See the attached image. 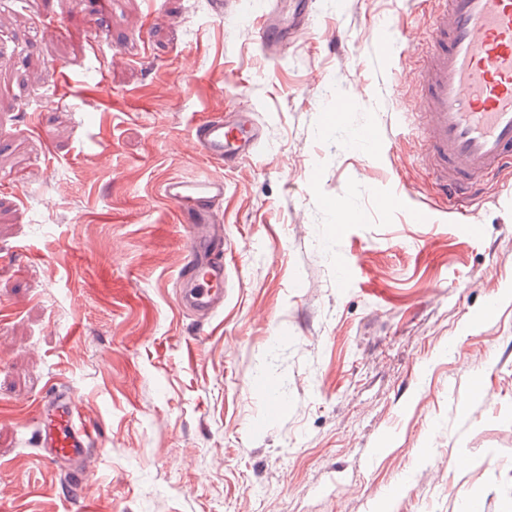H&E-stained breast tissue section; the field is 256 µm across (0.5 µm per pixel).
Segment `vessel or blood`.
<instances>
[{"mask_svg":"<svg viewBox=\"0 0 512 512\" xmlns=\"http://www.w3.org/2000/svg\"><path fill=\"white\" fill-rule=\"evenodd\" d=\"M426 21L432 48L415 70L412 114L420 120L423 156L450 211L466 212L491 178L512 172V0H432ZM311 0H275L256 36L272 54L305 31ZM262 136L249 107L196 122L191 144L233 167L251 159ZM179 213L187 249L179 277L182 308L204 315L224 305L220 210L224 182L208 174L175 178L163 189ZM32 437L48 463L87 467L97 444L70 388H54L28 414Z\"/></svg>","mask_w":512,"mask_h":512,"instance_id":"vessel-or-blood-1","label":"vessel or blood"}]
</instances>
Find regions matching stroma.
<instances>
[{
	"label": "stroma",
	"instance_id": "35a3bbf8",
	"mask_svg": "<svg viewBox=\"0 0 512 512\" xmlns=\"http://www.w3.org/2000/svg\"><path fill=\"white\" fill-rule=\"evenodd\" d=\"M210 2L0 6V512H512V184L444 210L407 105L424 4L312 0L272 59L259 0ZM241 103L251 160L190 149ZM364 130L378 149L350 147ZM200 172L224 181L207 320L177 306L162 196ZM52 381L98 437L89 479L16 425Z\"/></svg>",
	"mask_w": 512,
	"mask_h": 512
}]
</instances>
